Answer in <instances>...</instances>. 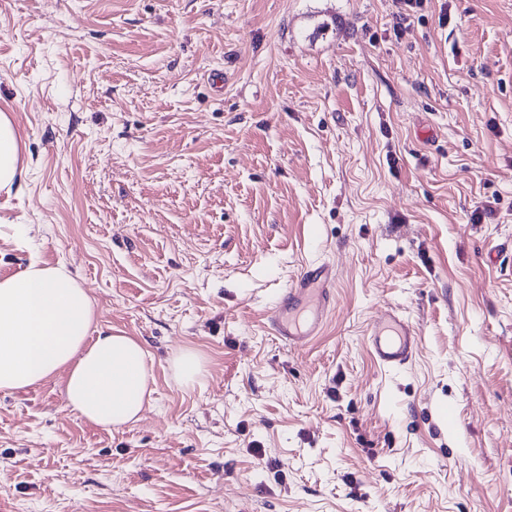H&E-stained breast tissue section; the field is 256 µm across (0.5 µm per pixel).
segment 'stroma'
Instances as JSON below:
<instances>
[{
	"mask_svg": "<svg viewBox=\"0 0 512 512\" xmlns=\"http://www.w3.org/2000/svg\"><path fill=\"white\" fill-rule=\"evenodd\" d=\"M0 109V275L65 266L155 378L117 429L0 393V512H512V0H0ZM319 263L294 348L263 311ZM23 172L15 121L11 112L0 111V188L10 187ZM336 272L328 264L310 265L298 272L266 311L276 336L298 347L318 336L335 303ZM367 336L374 359L387 370L407 365L418 347L419 333L416 328L394 310L373 321ZM171 368L176 379L186 387L202 383L205 375V362L194 348H182L171 359Z\"/></svg>",
	"mask_w": 512,
	"mask_h": 512,
	"instance_id": "35a3bbf8",
	"label": "stroma"
}]
</instances>
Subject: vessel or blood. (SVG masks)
<instances>
[{
  "label": "vessel or blood",
  "instance_id": "b4317fda",
  "mask_svg": "<svg viewBox=\"0 0 512 512\" xmlns=\"http://www.w3.org/2000/svg\"><path fill=\"white\" fill-rule=\"evenodd\" d=\"M336 272L330 265H310L298 272L268 307L266 316L276 336L298 347L318 336L335 303ZM368 342L376 362L384 369L407 365L418 347V332L397 311L373 321Z\"/></svg>",
  "mask_w": 512,
  "mask_h": 512
}]
</instances>
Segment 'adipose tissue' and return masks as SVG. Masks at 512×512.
<instances>
[{"label":"adipose tissue","mask_w":512,"mask_h":512,"mask_svg":"<svg viewBox=\"0 0 512 512\" xmlns=\"http://www.w3.org/2000/svg\"><path fill=\"white\" fill-rule=\"evenodd\" d=\"M23 172L15 121L0 111V188ZM61 372L69 409L99 426L134 422L153 401L152 363L143 344L119 330L97 329L94 303L81 283L64 267L34 260L0 277V392Z\"/></svg>","instance_id":"1"}]
</instances>
